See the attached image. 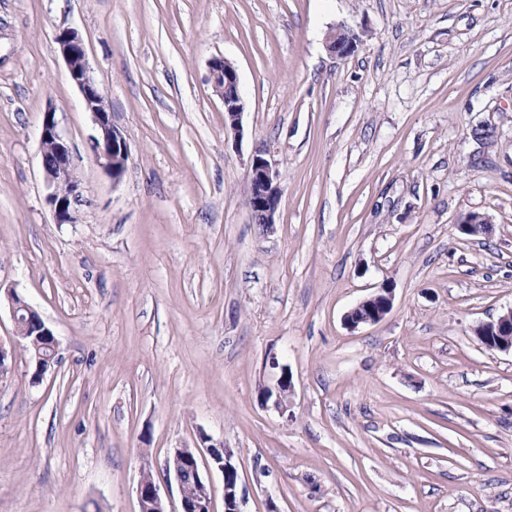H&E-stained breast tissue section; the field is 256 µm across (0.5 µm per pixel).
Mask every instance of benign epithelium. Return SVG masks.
<instances>
[{
    "instance_id": "obj_1",
    "label": "benign epithelium",
    "mask_w": 512,
    "mask_h": 512,
    "mask_svg": "<svg viewBox=\"0 0 512 512\" xmlns=\"http://www.w3.org/2000/svg\"><path fill=\"white\" fill-rule=\"evenodd\" d=\"M55 41L66 62L69 76L82 95L85 109L91 114L96 135L91 140V153L94 161L103 171L118 183L125 174L129 159V147L125 137L112 124V113L108 111L104 91L98 85L88 60L85 44L77 31L64 29ZM360 37L343 24L330 28L325 36L327 50L337 56L352 54ZM210 78L215 92L224 105V130L235 140L243 137L241 117L244 102L239 91V79L234 65L223 57L210 61ZM39 152L44 183L47 189V202L51 206L55 223H77V206L83 202L81 183L72 163L69 146L62 134L56 113L48 110L43 113L39 133ZM249 187L247 205L254 223L261 225L263 232L273 230L275 216L281 198L280 173L267 159L266 151L254 150L248 166ZM490 221L478 214H468L458 223L457 229L466 236L484 234ZM15 324V335L20 341L30 340L39 347V338L52 335L40 315L19 296L9 291L5 294ZM393 286L382 285L376 292L361 300L345 316L350 328L371 325L382 321L391 311ZM512 337V309L496 321L479 325L475 336L481 345H486L489 333ZM291 389L287 371H282L277 380L276 391H266L265 399H274V406L280 412L288 409L286 398ZM212 466L224 478V512H241L242 498L239 495V474L232 463L233 452L224 444L207 446ZM195 474L196 491L191 497L180 494L181 512H212V491L210 481L204 476L197 448H176L167 460L165 475H173L178 486H183L186 471ZM137 495L141 512H166L160 485L151 474L149 464L141 467L137 484Z\"/></svg>"
}]
</instances>
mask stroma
Wrapping results in <instances>:
<instances>
[{
    "label": "stroma",
    "mask_w": 512,
    "mask_h": 512,
    "mask_svg": "<svg viewBox=\"0 0 512 512\" xmlns=\"http://www.w3.org/2000/svg\"><path fill=\"white\" fill-rule=\"evenodd\" d=\"M343 23L351 55L324 38ZM82 37L120 182L55 41ZM231 61L242 140L209 76ZM54 111L85 202L46 201ZM280 172L275 226L248 161ZM469 212L491 232L461 234ZM379 323L344 317L382 284ZM0 288L53 332L40 383L0 305V512H140L142 463L234 451L242 512H512V0H0ZM286 413L266 402L281 371ZM359 43L360 37L344 24H337L331 27L325 36L327 50L340 58L352 54ZM249 187L247 205L255 224H260L263 232H271L281 198L280 173L267 159L266 151L254 150L248 166ZM491 327L493 328L492 332L496 333V336H511L509 342H500L495 347V350L512 352V309L501 315L496 321L481 324L474 330L475 336L484 348H488L486 342L488 341V336H490ZM495 342L496 337L490 336V344L492 345Z\"/></svg>",
    "instance_id": "stroma-1"
}]
</instances>
